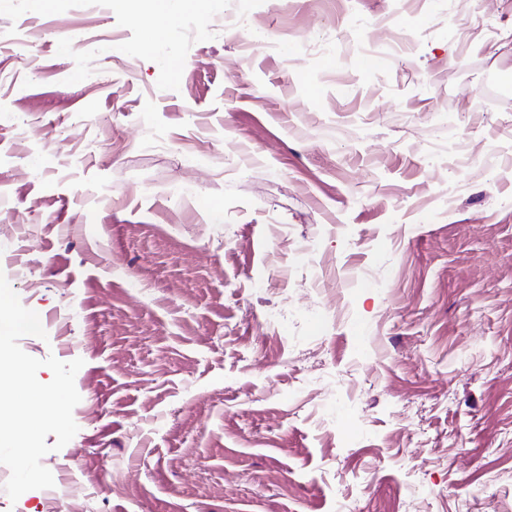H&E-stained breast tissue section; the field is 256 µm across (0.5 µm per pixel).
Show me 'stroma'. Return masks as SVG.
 <instances>
[{
  "label": "stroma",
  "mask_w": 512,
  "mask_h": 512,
  "mask_svg": "<svg viewBox=\"0 0 512 512\" xmlns=\"http://www.w3.org/2000/svg\"><path fill=\"white\" fill-rule=\"evenodd\" d=\"M104 2L0 0V273L84 361L68 494L0 512H512V0H214L149 56Z\"/></svg>",
  "instance_id": "obj_1"
}]
</instances>
